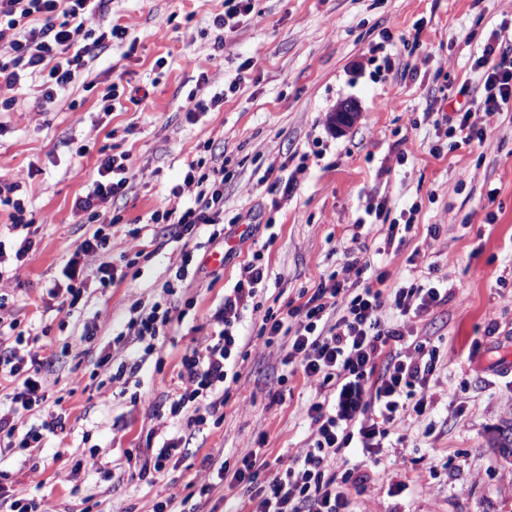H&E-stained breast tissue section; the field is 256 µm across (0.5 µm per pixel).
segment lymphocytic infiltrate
Wrapping results in <instances>:
<instances>
[{
	"label": "lymphocytic infiltrate",
	"mask_w": 512,
	"mask_h": 512,
	"mask_svg": "<svg viewBox=\"0 0 512 512\" xmlns=\"http://www.w3.org/2000/svg\"><path fill=\"white\" fill-rule=\"evenodd\" d=\"M110 0H0V83L13 86L21 78L39 80L46 107H56L89 62L126 41V28H89L87 16L107 11ZM482 99L473 103L467 88L451 103L445 117L448 136L463 144H485L489 120L512 104V38L497 37L484 45L475 63ZM128 154L102 153L97 177L74 201L76 212L95 223L92 234L76 247L62 269L66 285L49 293L75 308L84 294L81 276L91 271L100 287L120 281L117 266L108 260L109 228L115 217L104 204L126 190ZM229 158L205 156L189 161L179 183L171 187L169 206L155 210L150 221L166 225L175 239H193L208 227V243L224 238V183ZM374 282H367V272ZM269 266L254 252L240 269L233 288L212 316L209 333L195 338L178 363L179 385L157 415L149 433L150 458L142 473L162 474L176 451L187 448L193 434L209 420H221L224 404L241 377L240 360L251 347L278 348L285 376L302 373L315 390L305 413L313 428L307 448L283 469L269 472L260 449L249 450L237 466L223 455L204 458L207 474L197 492L174 491L154 502L151 512H200L225 473L250 488L251 512H347L348 487L360 475L337 473L336 462L352 448L378 462L396 422L426 416L427 392L434 380L440 348L431 338L412 333L416 318L444 304L447 289L439 280L393 278L387 268L373 269L355 249L344 251L340 271L321 279L299 306L263 307ZM163 289L150 307L132 306L128 318L112 332L113 345L143 346L131 353L109 380L116 383L136 375L142 356L155 351L183 316ZM257 323L256 332H242L244 318ZM37 341L27 340L10 314L0 310V438L26 453L37 447L43 432L63 425L48 376L53 361L41 354ZM267 479H260V472Z\"/></svg>",
	"instance_id": "f902f5d3"
}]
</instances>
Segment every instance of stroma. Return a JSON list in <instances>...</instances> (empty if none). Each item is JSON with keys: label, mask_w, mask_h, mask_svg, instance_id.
Segmentation results:
<instances>
[{"label": "stroma", "mask_w": 512, "mask_h": 512, "mask_svg": "<svg viewBox=\"0 0 512 512\" xmlns=\"http://www.w3.org/2000/svg\"><path fill=\"white\" fill-rule=\"evenodd\" d=\"M223 9L224 0H111L88 26H124L136 45L113 44L88 64L81 78L93 88L76 91V109L46 110L28 79L0 88V100H15L0 112V178L24 174L19 195L35 219L36 242L23 266L8 260L0 273L12 280L7 306L21 330L38 337L44 356L61 357L50 383L67 413L64 429L46 435L30 460L0 447V471L51 512H149L156 499L195 481L212 449L233 461L260 445L270 461L295 455L307 445L304 409L314 390L299 373L278 384L277 358L259 347L241 366L223 421L196 433L163 475L142 477L139 462L195 328L207 325L243 261L263 252L276 276L263 303L284 304L340 269L344 248L359 241L395 276L432 270L450 292L446 305L414 324L416 333L442 340L436 401L426 422L395 425L378 464H362L354 448L337 463V472L353 464L365 477L349 491V512H512V461L490 444L493 431L512 421V115L493 119L489 145L458 146L445 135L437 102L440 87L452 96L461 83L477 87L473 55L492 31L512 32V0H256V18L226 34L219 53L212 19ZM413 37L422 46L410 53L403 42ZM248 58L254 65L240 90L188 122L180 110L186 95L227 90ZM203 71L211 81L201 86ZM114 83L143 93L141 105L103 111ZM346 102L357 116L335 128L331 116ZM88 142L93 151L77 156ZM206 142L237 163L224 185L229 254L214 265L210 249L194 251L201 270L177 292L187 303L182 323L148 357L137 383L104 384L97 360L117 365L127 357L112 345L113 321L175 279L184 246L149 218L168 205ZM101 146L130 156L127 190L114 203L122 220L111 231L117 251L138 258L114 287L88 279L83 300L62 310L47 289L93 230L73 203L96 174ZM434 146L441 157L431 156ZM282 164L298 172L288 197L260 181L268 166ZM381 200L386 222L365 224ZM409 211L411 227L388 242L390 222ZM134 224L143 228L136 240L127 235ZM432 224L440 227L435 239ZM92 318L100 333L88 354L63 356L79 322ZM94 448L104 451L96 469L83 464ZM400 482L407 488L398 493Z\"/></svg>", "instance_id": "35a3bbf8"}]
</instances>
